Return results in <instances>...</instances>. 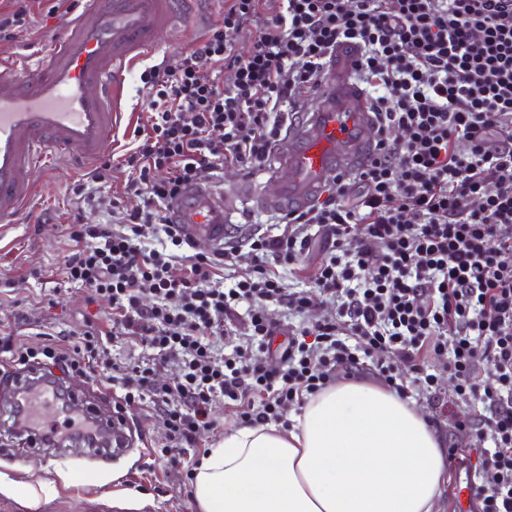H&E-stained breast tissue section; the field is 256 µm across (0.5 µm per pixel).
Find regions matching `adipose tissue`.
I'll return each instance as SVG.
<instances>
[{
	"label": "adipose tissue",
	"mask_w": 512,
	"mask_h": 512,
	"mask_svg": "<svg viewBox=\"0 0 512 512\" xmlns=\"http://www.w3.org/2000/svg\"><path fill=\"white\" fill-rule=\"evenodd\" d=\"M448 467L414 401L370 382L307 396L287 423L226 428L195 469L197 512H437Z\"/></svg>",
	"instance_id": "adipose-tissue-1"
}]
</instances>
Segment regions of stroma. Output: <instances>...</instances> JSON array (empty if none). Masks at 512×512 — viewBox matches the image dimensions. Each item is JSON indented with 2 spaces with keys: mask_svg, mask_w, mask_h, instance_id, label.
Returning <instances> with one entry per match:
<instances>
[{
  "mask_svg": "<svg viewBox=\"0 0 512 512\" xmlns=\"http://www.w3.org/2000/svg\"><path fill=\"white\" fill-rule=\"evenodd\" d=\"M47 0H33L27 28L17 39L0 42V57L37 59L64 32L66 20L49 14ZM224 24L222 0H202L195 18L169 33L157 36L149 57L127 75L128 110L114 144L104 146L103 161L112 165L110 180L93 178L88 169L52 165L35 175V197L21 223L0 228V324L16 329L18 343L37 348L50 341L68 347L86 319L106 320L111 304L102 299L89 303L79 286L66 283L59 274L69 249L65 227L70 214L81 210L88 224H108L122 203L129 170L124 155L135 144L136 129L146 127L147 91L141 81L145 69L187 54L211 28ZM321 258L313 249L300 268L285 272L292 288L306 290L310 299L304 320L314 321L330 313L332 306L312 286ZM425 373L434 375L432 391L411 387L409 397L422 408L438 430L446 447L467 445L466 422H480L484 405L456 394V379L448 371L447 355H427ZM62 384L76 398L77 416L109 414L128 436L124 454L112 462L98 459L96 451L81 440L52 446L17 430L12 425L11 405L0 394V475L19 485L45 483L36 510L23 504V494H0L7 512H196L193 484L183 466L154 460L152 450L165 437L159 414L145 415L137 408L123 415L114 412L120 390L106 381H94L81 372L63 374ZM137 510H130L129 500Z\"/></svg>",
  "mask_w": 512,
  "mask_h": 512,
  "instance_id": "obj_1",
  "label": "stroma"
}]
</instances>
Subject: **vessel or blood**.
<instances>
[{"label":"vessel or blood","instance_id":"vessel-or-blood-1","mask_svg":"<svg viewBox=\"0 0 512 512\" xmlns=\"http://www.w3.org/2000/svg\"><path fill=\"white\" fill-rule=\"evenodd\" d=\"M182 14L176 0H86L82 12L37 62H0V225L19 223L35 183L33 172L48 160H98L125 113L128 71L153 49L155 37L173 30ZM354 45H340L317 94L288 119L263 174L272 194L242 186L255 209L282 213L312 204L336 174L361 168L375 147L377 116L354 77ZM236 205L207 183L187 186L167 217L190 241H224ZM38 403L53 427L62 402L50 378L39 380Z\"/></svg>","mask_w":512,"mask_h":512}]
</instances>
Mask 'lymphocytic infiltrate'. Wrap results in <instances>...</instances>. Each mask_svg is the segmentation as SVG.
Returning <instances> with one entry per match:
<instances>
[{"label": "lymphocytic infiltrate", "mask_w": 512, "mask_h": 512, "mask_svg": "<svg viewBox=\"0 0 512 512\" xmlns=\"http://www.w3.org/2000/svg\"><path fill=\"white\" fill-rule=\"evenodd\" d=\"M252 17L263 23L242 55L224 33ZM345 41L357 47L363 83L384 90L373 100L375 151L359 171L336 177L308 209L280 215L285 231L255 233L244 251L195 253L178 268L175 255L136 244L141 226L154 222L184 247L165 206L214 165L246 174L261 167L286 128L283 103L314 88ZM141 80L152 115L125 160L128 203L115 227L73 221L62 268L90 301H111L110 325L87 322L64 350L1 340L0 350L13 365L37 363L47 374L108 371L100 342L121 328L177 360L169 383L155 384L146 362L118 378L119 407L162 411L167 433L153 455L171 463L211 426L217 401L247 423L278 421L338 372L359 370L340 332L381 356L414 361L448 350L459 397L475 393L476 364L496 377L497 390L483 397L489 415L471 441L494 443L475 494L481 512H512V0H226L223 27ZM397 130L402 140L393 139ZM351 181L357 194L346 190ZM312 225L324 250L314 283L337 307L292 330L274 361L267 341L277 325L266 308L307 309L304 292L288 288L279 270L310 252ZM148 294L156 303L145 309ZM243 302L247 338L216 360L224 319Z\"/></svg>", "instance_id": "f902f5d3"}]
</instances>
